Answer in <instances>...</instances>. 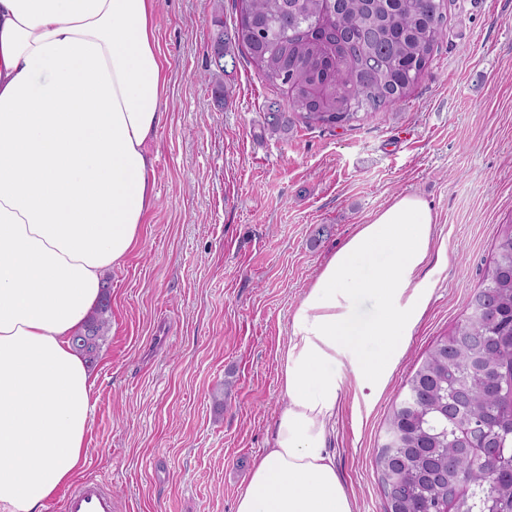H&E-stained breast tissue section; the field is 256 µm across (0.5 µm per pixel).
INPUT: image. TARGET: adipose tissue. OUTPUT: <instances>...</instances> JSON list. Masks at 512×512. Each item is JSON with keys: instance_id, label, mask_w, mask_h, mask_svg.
I'll return each mask as SVG.
<instances>
[{"instance_id": "1", "label": "adipose tissue", "mask_w": 512, "mask_h": 512, "mask_svg": "<svg viewBox=\"0 0 512 512\" xmlns=\"http://www.w3.org/2000/svg\"><path fill=\"white\" fill-rule=\"evenodd\" d=\"M154 2L0 0V512H43L85 459L93 374L73 338L156 199ZM435 222L395 196L319 266L277 356L287 403L235 512H353L327 449L336 361L384 389L429 301Z\"/></svg>"}]
</instances>
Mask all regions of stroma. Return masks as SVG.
Masks as SVG:
<instances>
[{"label": "stroma", "mask_w": 512, "mask_h": 512, "mask_svg": "<svg viewBox=\"0 0 512 512\" xmlns=\"http://www.w3.org/2000/svg\"><path fill=\"white\" fill-rule=\"evenodd\" d=\"M233 0H157L167 119L157 193L138 247L111 270L108 339L93 365L81 476L116 512H234L287 398L277 355L316 269L394 196L436 214L429 302L383 391L347 366L328 448L355 512H385L374 465L383 419L415 360L480 285L498 225L512 222V0H452L447 40L410 96L343 126L293 122L244 54L214 99L215 18Z\"/></svg>", "instance_id": "obj_1"}]
</instances>
